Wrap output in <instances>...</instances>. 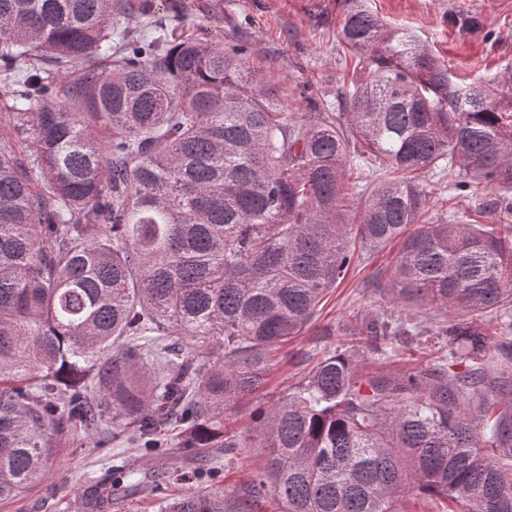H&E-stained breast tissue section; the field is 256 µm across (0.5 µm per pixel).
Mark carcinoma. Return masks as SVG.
I'll return each mask as SVG.
<instances>
[{
  "label": "carcinoma",
  "mask_w": 512,
  "mask_h": 512,
  "mask_svg": "<svg viewBox=\"0 0 512 512\" xmlns=\"http://www.w3.org/2000/svg\"><path fill=\"white\" fill-rule=\"evenodd\" d=\"M129 2L0 0V501L41 482L66 424L97 429L107 411L155 457L161 426L179 429L200 463L178 494L148 472L161 512L269 497L278 512H397L410 494L512 512V86L453 84L414 31L341 0L342 42L372 80L345 91L346 121L295 119L246 45L142 37L118 27ZM353 159L383 166L367 191ZM447 169L455 191L499 190L495 223L422 221L419 179ZM396 240L374 284L435 322L357 314L344 351L256 400L273 348L314 321L355 252ZM181 332L193 348L176 354ZM423 334L419 350L445 353L387 369ZM248 403L268 460L226 489L206 462L216 448L237 461L224 415Z\"/></svg>",
  "instance_id": "cac0c4a2"
}]
</instances>
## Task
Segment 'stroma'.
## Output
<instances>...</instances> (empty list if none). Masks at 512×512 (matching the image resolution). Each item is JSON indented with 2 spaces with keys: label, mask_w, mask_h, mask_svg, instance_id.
Returning a JSON list of instances; mask_svg holds the SVG:
<instances>
[{
  "label": "stroma",
  "mask_w": 512,
  "mask_h": 512,
  "mask_svg": "<svg viewBox=\"0 0 512 512\" xmlns=\"http://www.w3.org/2000/svg\"><path fill=\"white\" fill-rule=\"evenodd\" d=\"M152 14L130 11L123 28L150 32L152 25L184 27L211 44H246L254 65L270 71L281 109L304 113L309 99L335 103L341 87L368 79L359 55L339 39L338 0H151ZM387 23L414 30L444 60L453 82L469 84L512 77V0H371ZM432 213L456 212L495 220V191L478 198L450 190L446 176L426 177ZM399 243L366 256L356 255L346 278L324 299L316 321L278 349L261 395L273 402L312 369L328 351L343 349L351 315L383 305L372 288L379 269L399 251ZM62 439L54 467L21 496L0 503V512H157L148 490L97 494L106 469L97 437L72 424Z\"/></svg>",
  "instance_id": "1"
}]
</instances>
